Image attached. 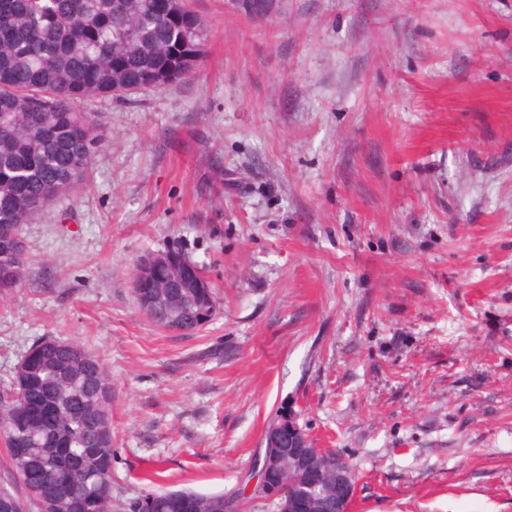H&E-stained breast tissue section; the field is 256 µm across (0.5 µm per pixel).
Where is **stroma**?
Instances as JSON below:
<instances>
[{
    "label": "stroma",
    "mask_w": 512,
    "mask_h": 512,
    "mask_svg": "<svg viewBox=\"0 0 512 512\" xmlns=\"http://www.w3.org/2000/svg\"><path fill=\"white\" fill-rule=\"evenodd\" d=\"M208 53L87 100L88 180L23 228L0 387L36 340L112 382V507L245 493L282 409L355 472L351 512H512V0H190ZM176 251L217 313L133 298ZM177 275L198 288L181 286V288H133L136 304L148 302L152 315L148 316L156 325L165 329L178 328L193 333L206 326L216 315L217 307L211 288L199 279L193 267L180 265L172 261L165 253H156L141 258L134 273V283L138 288L147 278L155 277L159 282ZM136 289V290H135ZM188 305L187 315L177 323L169 317L170 307Z\"/></svg>",
    "instance_id": "stroma-1"
}]
</instances>
